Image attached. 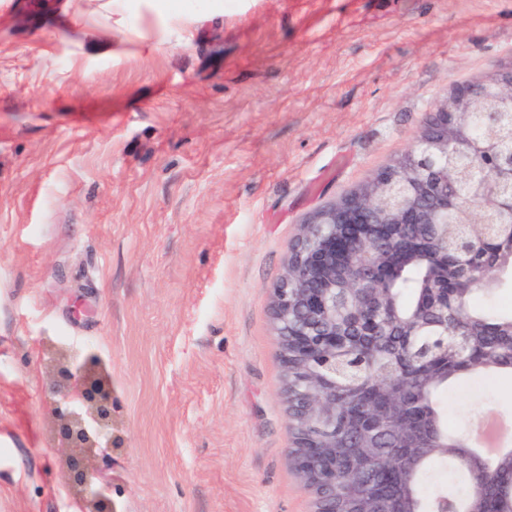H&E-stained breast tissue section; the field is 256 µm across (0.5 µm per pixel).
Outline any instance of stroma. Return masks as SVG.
Masks as SVG:
<instances>
[{"instance_id":"35a3bbf8","label":"stroma","mask_w":512,"mask_h":512,"mask_svg":"<svg viewBox=\"0 0 512 512\" xmlns=\"http://www.w3.org/2000/svg\"><path fill=\"white\" fill-rule=\"evenodd\" d=\"M0 0V512H80L48 343L112 385L94 466L117 512H314L289 461L269 295L298 226L412 147L458 83L512 58V0H177L78 28ZM454 431L512 423L461 378ZM63 1V2H62ZM61 15L73 26H79L83 35L86 53L90 55H112L111 43L99 40L93 27L82 17L81 0H59ZM156 10L161 15V17L163 18L162 25H161V26H163L162 30H161L158 38L155 41L156 42L155 43L156 48H160V47L165 45L166 40H167V32H168V27H167L166 23L171 18H173V17H180V22H181L180 34L184 33V32H187L193 26V24L195 23V17L194 16H192L190 14H181V13H178V12L177 13L176 12H172L171 10L166 8L164 5H157Z\"/></svg>"}]
</instances>
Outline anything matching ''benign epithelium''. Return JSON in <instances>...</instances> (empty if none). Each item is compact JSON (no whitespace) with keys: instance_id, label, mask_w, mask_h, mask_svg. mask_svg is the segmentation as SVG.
<instances>
[{"instance_id":"benign-epithelium-1","label":"benign epithelium","mask_w":512,"mask_h":512,"mask_svg":"<svg viewBox=\"0 0 512 512\" xmlns=\"http://www.w3.org/2000/svg\"><path fill=\"white\" fill-rule=\"evenodd\" d=\"M502 112H512V60L455 86L430 116L414 149L314 210L289 247L270 308L284 370L305 371L285 382L293 437L289 458L303 486L314 491L316 512H326L322 490L332 485L328 471H336V460L317 452L322 444L309 434L308 418L327 419L328 435L336 436V380L354 378L367 357L362 353L357 361H338L325 356L336 348V325L348 328L347 336L364 328L370 336L384 335L393 312L372 285L394 276L404 261L402 251L423 245L425 228L448 223V174L462 161L448 153L450 127L462 114L492 121ZM462 162L476 191H487L484 159L477 154ZM433 293L423 314L448 315V283ZM444 341L413 346L412 362L428 365ZM55 370L46 395L62 447L70 450L72 484L95 512H114L111 491L87 461L112 447V387L98 373L92 354L61 355Z\"/></svg>"}]
</instances>
